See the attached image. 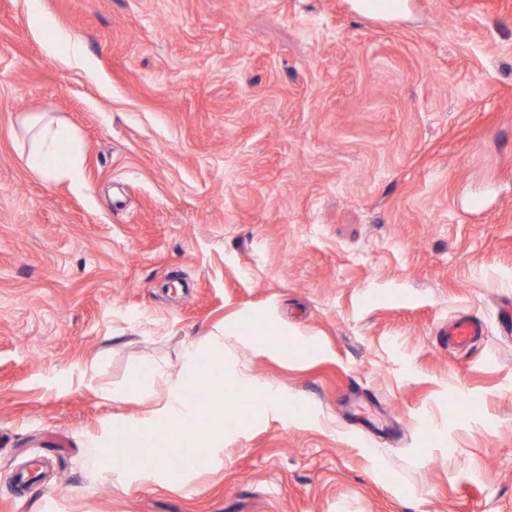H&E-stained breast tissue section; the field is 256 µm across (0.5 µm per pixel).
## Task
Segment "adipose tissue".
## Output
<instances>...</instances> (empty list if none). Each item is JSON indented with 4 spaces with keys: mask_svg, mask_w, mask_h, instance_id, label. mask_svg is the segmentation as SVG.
<instances>
[{
    "mask_svg": "<svg viewBox=\"0 0 512 512\" xmlns=\"http://www.w3.org/2000/svg\"><path fill=\"white\" fill-rule=\"evenodd\" d=\"M27 6L33 27L54 33L45 43L48 53H62L68 60L82 62L80 44L68 34L55 30L52 20L42 12L39 0H27ZM23 125L28 134L23 156L29 170L48 180L66 178L80 183L81 156L74 129L40 114L25 116ZM244 330L241 324L224 328L204 353L193 347L186 348L176 376L163 375L155 367L139 372L133 388L137 391L157 389L155 405L141 416L113 420L110 443L100 447V459L111 460V450L116 447L122 449L123 455L121 460L111 461L113 471L132 467L152 473L159 471L160 461L147 456L144 442L159 430L173 428L177 434L167 439V447L185 450L203 463H210L213 453L224 446V391L228 388L261 392L271 414L286 410L289 397L281 389L243 375L225 376L224 345L232 337L242 335ZM200 391L207 392L206 402L195 401L194 395Z\"/></svg>",
    "mask_w": 512,
    "mask_h": 512,
    "instance_id": "1",
    "label": "adipose tissue"
}]
</instances>
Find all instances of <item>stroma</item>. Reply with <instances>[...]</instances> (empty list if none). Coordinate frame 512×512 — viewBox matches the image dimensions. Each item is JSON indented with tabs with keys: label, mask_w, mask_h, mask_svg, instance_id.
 <instances>
[{
	"label": "stroma",
	"mask_w": 512,
	"mask_h": 512,
	"mask_svg": "<svg viewBox=\"0 0 512 512\" xmlns=\"http://www.w3.org/2000/svg\"><path fill=\"white\" fill-rule=\"evenodd\" d=\"M41 4L89 66L0 0V512H512V0ZM35 112L80 185L26 167ZM254 321L225 368L287 414L237 391L214 464L103 468L139 368ZM45 47L49 54H59L61 49H63L69 61H74L77 64L83 62L80 44L62 31H55L53 38L45 41ZM480 333L478 324L466 318H460L448 326V342L454 345H467Z\"/></svg>",
	"instance_id": "1"
}]
</instances>
